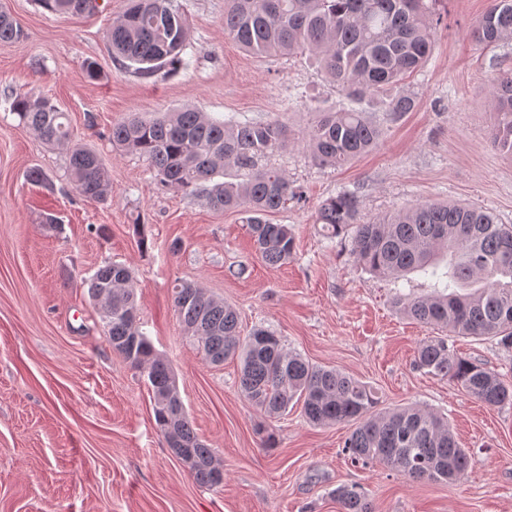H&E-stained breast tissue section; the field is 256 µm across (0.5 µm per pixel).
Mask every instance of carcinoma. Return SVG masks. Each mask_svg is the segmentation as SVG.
Here are the masks:
<instances>
[{"label":"carcinoma","instance_id":"1","mask_svg":"<svg viewBox=\"0 0 512 512\" xmlns=\"http://www.w3.org/2000/svg\"><path fill=\"white\" fill-rule=\"evenodd\" d=\"M60 15L96 11V0H39ZM437 0H226L224 32L256 57L307 52L352 106L321 111L303 136L311 156L341 167L373 149L384 127L355 108L366 96L394 90L419 70L434 43ZM112 59L142 79L174 74L186 66L190 30L178 0H128L106 31ZM24 30L0 12V41L20 42ZM479 43L512 40V0H491L473 32ZM495 103V142L512 153V75L490 91ZM417 107V98L397 92L387 120ZM11 113L45 144L66 145L72 188L87 202L107 201L108 170L91 148L72 140L65 113L47 98L14 96ZM292 131L279 118L216 119L185 107L144 120L136 114L112 125V145L144 158L159 184L202 197L215 210L243 208L255 251L269 266L288 263L294 236L286 224L266 219L288 201L303 197L287 175L260 165L288 147ZM361 201L343 190L324 200L317 221L329 238L351 235L352 254L365 270L399 282L421 271L435 280L428 295L395 289L392 308L405 318L454 336H477L512 349V225L469 204L418 203L381 219L360 220ZM133 269L109 261L88 280L102 331L112 350L136 369L151 389L156 424L167 444L190 459L189 474L209 489L224 484V467L192 427L169 362L154 349L138 323ZM174 311L187 335L214 365L240 361V389L265 416L275 418L301 404L314 425L352 424L344 450L353 464L379 462L414 480L459 481L469 465L448 418L421 405L376 410L375 393L334 368L316 366L284 350L264 327L241 336L236 310L192 282L172 291ZM417 366L450 379L468 395L498 407L512 403V381L464 359L444 338L423 344ZM342 512H373L356 485L333 491Z\"/></svg>","mask_w":512,"mask_h":512}]
</instances>
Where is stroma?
I'll return each instance as SVG.
<instances>
[{
    "instance_id": "obj_1",
    "label": "stroma",
    "mask_w": 512,
    "mask_h": 512,
    "mask_svg": "<svg viewBox=\"0 0 512 512\" xmlns=\"http://www.w3.org/2000/svg\"><path fill=\"white\" fill-rule=\"evenodd\" d=\"M179 2L191 65L144 80L122 70L104 40L124 0H99L78 16L0 0L26 33L0 42V512H339L331 492L342 484L361 487L374 512H512V405L487 406L418 370L416 350L436 330L396 314L394 283L362 269L350 239L327 238L315 222L322 201L350 190L368 219L430 200L482 207L512 225V156L494 143L489 95L497 77L512 74V41L470 36L490 0H439L432 56L402 85L417 108L390 122L371 106L385 134L340 168L318 164L298 139L315 107L348 103L309 56L246 53L224 32V0ZM88 60L98 79L87 77ZM19 92L51 99L75 141L100 154L112 182L107 204L72 192L66 149L11 114ZM184 105L219 119L288 122L294 140L266 161L304 194L269 216L293 230L287 264L263 263L243 212L161 188L145 159L113 148L112 125L128 113L149 119ZM33 167L45 183L27 181ZM107 260L134 267L141 328L223 465V488L192 479L156 426L147 384L104 337L87 281ZM179 281L232 304L241 333L271 329L285 349L372 387L382 406L447 416L471 454L465 477L418 482L380 463L354 466L343 451L349 425H309L297 405L276 418L258 412L240 390L239 361L212 365L184 334L172 304ZM448 344L512 381V349L472 336ZM270 432L276 445L263 447Z\"/></svg>"
}]
</instances>
